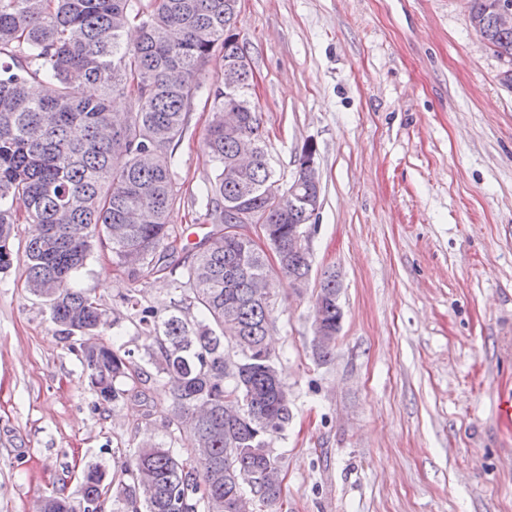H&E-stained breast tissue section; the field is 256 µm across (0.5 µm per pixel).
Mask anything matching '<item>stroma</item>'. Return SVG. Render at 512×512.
Instances as JSON below:
<instances>
[{"instance_id":"1","label":"stroma","mask_w":512,"mask_h":512,"mask_svg":"<svg viewBox=\"0 0 512 512\" xmlns=\"http://www.w3.org/2000/svg\"><path fill=\"white\" fill-rule=\"evenodd\" d=\"M238 40L276 177L314 146L321 208L304 287L274 279L272 346L291 417L273 443L283 512H512V91L465 0H240ZM212 103L197 97L174 157L170 214L185 260L208 231L201 195ZM27 223L0 270V512L80 497L168 440L164 382L101 402L79 354L24 286ZM343 312L328 361L313 351L320 274ZM107 311L134 287L159 317L179 292L128 279L97 251L75 282Z\"/></svg>"}]
</instances>
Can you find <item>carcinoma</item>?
Listing matches in <instances>:
<instances>
[{"label":"carcinoma","mask_w":512,"mask_h":512,"mask_svg":"<svg viewBox=\"0 0 512 512\" xmlns=\"http://www.w3.org/2000/svg\"><path fill=\"white\" fill-rule=\"evenodd\" d=\"M229 0H0V242L23 219L42 226L25 247V283L48 305L54 324L78 349L103 402L125 397L132 350L84 336L114 328L120 318L75 279L96 249L134 276H162L181 291L174 312L160 319L134 290L120 295L128 319L144 335V357L170 386L164 415L169 441L147 444L130 462L112 456L117 485L99 468L83 476L82 499L49 495L38 512H100L111 492L124 512H254L261 502L281 512V482L272 442L290 419L288 388L278 356L266 342L273 282L265 252L235 231L227 210H248L263 225L274 252L288 250L303 211L262 196L274 171L247 72L236 90L214 92L205 146L216 175L205 185L212 230L178 277L169 257L177 201L174 148L203 88V66L215 55L246 56ZM495 0H472L482 18L475 33L511 64L512 29L493 23ZM136 25L140 35L122 36ZM94 84L98 93L80 88ZM130 98L121 118L112 97ZM241 115V133L257 145L239 162V136L224 130V107ZM310 259L278 265L292 280L309 275ZM320 293L330 328L342 320L336 272L321 273Z\"/></svg>","instance_id":"obj_1"}]
</instances>
